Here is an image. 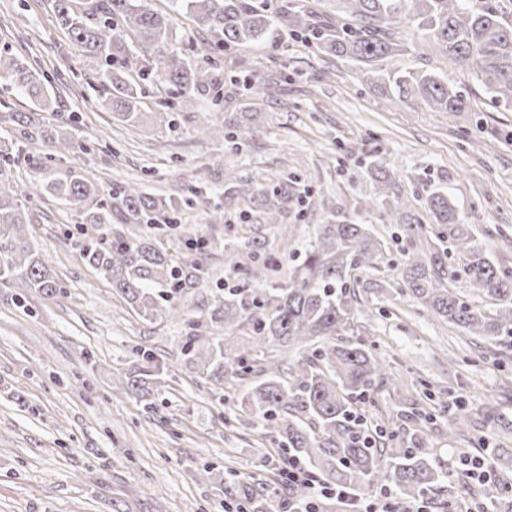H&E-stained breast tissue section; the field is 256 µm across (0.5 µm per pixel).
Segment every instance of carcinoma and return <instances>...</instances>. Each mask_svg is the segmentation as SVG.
<instances>
[{"mask_svg": "<svg viewBox=\"0 0 512 512\" xmlns=\"http://www.w3.org/2000/svg\"><path fill=\"white\" fill-rule=\"evenodd\" d=\"M345 14L320 24L303 6H275L273 0H167L154 10L144 0H52L59 27L87 58L105 89L103 108L135 125L150 85L161 83L167 97L158 105L169 116L199 97L224 106V83L256 97L273 96L280 79L253 82V68L242 59L224 72L222 56H198L177 25L187 16L210 33L219 49L263 44L275 48L287 33L322 53L344 57L362 67L366 77L388 86L415 110L465 112L469 98L438 73L391 66L409 48L401 40L413 30L420 41L448 62L475 74L485 90L512 106V24L486 0H342ZM0 74L21 92L50 111L44 72L0 50ZM203 138L218 137L243 146L254 130L230 116L224 126L200 124ZM49 152L22 154L19 140H0V162L23 160L46 173L43 187L70 206L84 236L78 257L111 282L130 308L146 321L182 313L183 290L201 280V268L164 248L154 233L179 228L183 206L203 198L152 195L136 184L112 194L74 168L50 170L49 163L85 154L89 143L71 136L50 140ZM0 166V285L14 286L47 297L63 298L67 288L41 259L27 224L32 217L27 193L7 182ZM375 182V203L389 223L402 227L409 244L397 266L395 293L412 299L422 310L472 336L496 341L512 337V264L492 256L459 217L448 193L434 188L414 204L395 191L394 177L384 161L367 167ZM224 199L252 207L261 224H276L281 239L292 241L296 225L286 223L294 188L288 182L271 187L224 174ZM115 217L133 231L115 233ZM388 254L386 239L358 221V214L336 213V223L319 224L304 258L288 270L283 288H264L277 270L275 258L255 259L241 270L252 288H232L209 312L210 322L226 327V336H200L197 321L180 347L181 361L219 388L237 387L230 395L234 429L250 425L277 439L280 460L298 458L314 483L370 494L394 486L404 506L418 503L443 489L448 477L427 446L431 414L417 410L414 427L393 447L395 437L371 434L358 404L378 384H390L386 365L367 342L365 325L357 323L361 303L359 273L374 268ZM462 261L452 260V256ZM488 300L474 303L472 294ZM290 348L296 357L276 355ZM137 369L119 373L113 388L146 398L163 382L165 366L144 352ZM469 412L460 405L448 416L450 437L475 443L486 456L498 459L504 449L471 432ZM312 483V484H314ZM312 484H294L275 496L270 483L228 485L240 512H300L312 501ZM483 499L508 505L512 486L497 479L480 485Z\"/></svg>", "mask_w": 512, "mask_h": 512, "instance_id": "1", "label": "carcinoma"}]
</instances>
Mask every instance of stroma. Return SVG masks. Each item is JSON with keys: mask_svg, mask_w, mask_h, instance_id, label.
I'll list each match as a JSON object with an SVG mask.
<instances>
[{"mask_svg": "<svg viewBox=\"0 0 512 512\" xmlns=\"http://www.w3.org/2000/svg\"><path fill=\"white\" fill-rule=\"evenodd\" d=\"M47 73L56 109L39 114L41 130L23 144L39 155L47 131L91 141L93 149L62 160L112 190L130 183L149 194L182 196L202 188L210 208L187 211L183 223L209 241L195 261L202 281L187 290L178 318L147 321L135 314L76 253L77 219L68 205L33 197L30 229L40 254L64 283L67 297L38 292L18 301L0 287V512H224V474L267 479L277 448L247 426L228 430L216 389L180 361L188 321L202 322L225 289L243 285L224 265V252L243 233L280 251L269 224H250L240 208L224 203V171L245 180L284 178L308 195L292 248H302L314 225L336 211L354 212L373 186L368 156L386 159L403 194L423 198L447 190L464 222L473 224L497 256L512 260V243L488 231L512 232V109L486 92L474 74L415 45L401 68L435 70L470 98V111H416L380 90L350 60L325 55L285 39L277 49L257 45L244 56L258 75L286 73L281 93L260 98L251 122L256 135L236 150L220 139L203 140L200 123L219 126L247 102L226 93L223 111L205 99L176 113V131L145 98L138 126H128L99 104L101 88L83 56L58 28L49 0H0V48ZM372 303L359 320L373 333L380 359L402 390H374L375 408L401 409L406 395L427 402L436 417L429 445L447 465L448 489L429 496L432 512L448 499L467 503L457 468L473 454L467 442L448 437L447 406L461 400L476 423L487 410L512 420V343L485 342L419 313L395 298L392 267L362 274ZM164 360L170 378L150 400L112 392V375L127 371L138 348ZM211 475H203L204 466Z\"/></svg>", "mask_w": 512, "mask_h": 512, "instance_id": "obj_1", "label": "stroma"}]
</instances>
